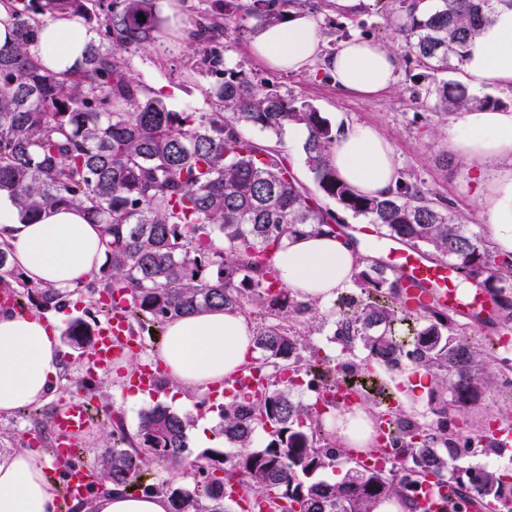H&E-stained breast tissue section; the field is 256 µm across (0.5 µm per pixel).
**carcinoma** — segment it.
<instances>
[{
  "label": "carcinoma",
  "instance_id": "obj_1",
  "mask_svg": "<svg viewBox=\"0 0 512 512\" xmlns=\"http://www.w3.org/2000/svg\"><path fill=\"white\" fill-rule=\"evenodd\" d=\"M290 0H209L192 38L202 46L200 64L220 59L206 44L221 29L249 19L275 23ZM14 43L0 49V196L32 221L53 205L83 209L92 224L105 225V263L74 291L102 299L119 295L128 318L143 330L208 308L255 309L263 323L255 332L256 367L273 372L257 391L243 388L221 407L224 438L234 451L211 448L193 464V488L144 483L148 461L178 463L187 448L189 417L157 405L140 419L136 438L121 424L108 432L112 453L94 464L98 482L169 498L171 512H234L224 496V472L238 477L252 497L278 512H375L400 495L420 512L428 485L435 512H450L455 498L482 509L512 504V475L481 468L467 480L456 475L460 446L448 432V410L476 406L488 390L512 403L504 377L512 358L503 340L512 338V255L493 250L470 231L444 201L421 184L399 182L383 196L358 193L327 160L340 129L305 100L281 95L268 81L226 72L212 93L215 110L177 112L128 70L123 54L154 42L162 20L156 0H16ZM512 0H400L397 30L406 57L426 68L461 64L500 5ZM60 14L80 18L92 33L81 63L62 73L48 70L28 45L36 26ZM436 106L458 113L492 104L458 82L434 88ZM290 125L303 126L304 164L314 189L297 179L278 150L246 136L256 128L281 139ZM332 200L367 220L379 236L425 249L433 262L456 266L465 282L477 280L495 306L485 318L490 331L474 335L471 321L433 302H414L404 279L364 258L344 310L328 321L317 302L298 299L280 286L272 256L288 234L309 230L349 236L327 207ZM15 280L29 302L47 309L66 301L54 288L29 284L0 243V280ZM349 355L365 357L330 364L309 343L326 323ZM69 345H90L93 326L68 323ZM389 371L425 369L435 380L429 415L391 413L387 388L375 365ZM315 395L346 382L361 403L378 409L396 458L390 468L347 465L334 483L321 478L338 467L343 452L328 430L331 402L296 398L301 379ZM265 442L256 445L257 430Z\"/></svg>",
  "mask_w": 512,
  "mask_h": 512
}]
</instances>
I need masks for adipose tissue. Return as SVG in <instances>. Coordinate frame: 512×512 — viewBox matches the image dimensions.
<instances>
[{
  "label": "adipose tissue",
  "mask_w": 512,
  "mask_h": 512,
  "mask_svg": "<svg viewBox=\"0 0 512 512\" xmlns=\"http://www.w3.org/2000/svg\"><path fill=\"white\" fill-rule=\"evenodd\" d=\"M89 38L77 18L59 16L39 27L29 47L54 72L81 60ZM322 33L303 11L292 8L271 25L259 26L249 51L264 67L301 71L319 53ZM399 59L368 38L342 41L328 59L337 85L373 97L390 90ZM470 86L512 89V8H498L476 39L464 64ZM449 149L482 168L490 205L488 234L496 250L512 254V110L467 109L461 112ZM340 179L362 194L393 190L398 172L391 142L366 123H345L330 152ZM9 241L15 266L38 287L61 291L89 279L104 259V227L88 223L75 207L50 208L31 224L0 198V241ZM360 255L343 240L309 233L283 238L273 255L280 282L293 294L326 304L348 286ZM58 315L0 310V413L30 405L56 387L61 369ZM255 327L238 310L210 309L170 320L155 358L161 361L172 394L205 393L238 375L252 362ZM340 448H371L377 432L373 414L355 405L337 411ZM53 461L27 448L0 459V512H55L59 487L47 477ZM91 512H169L168 499L155 492L133 493L106 486L93 493Z\"/></svg>",
  "instance_id": "1"
}]
</instances>
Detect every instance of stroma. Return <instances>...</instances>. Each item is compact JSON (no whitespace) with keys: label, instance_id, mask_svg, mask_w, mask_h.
<instances>
[{"label":"stroma","instance_id":"stroma-1","mask_svg":"<svg viewBox=\"0 0 512 512\" xmlns=\"http://www.w3.org/2000/svg\"><path fill=\"white\" fill-rule=\"evenodd\" d=\"M181 27L171 36L167 47L151 45L127 56L126 63L134 75L157 92L169 108L181 111L209 112L215 105L211 98L214 75L199 67L197 47L190 33L202 10L201 0H183ZM297 8L306 12L321 28L326 48H333L343 35L372 39L385 49L400 52L401 38L396 30L398 0H362L359 11L337 12L332 0H296ZM256 20H248L240 31L228 32L215 43L224 66L246 74L251 79L272 82L285 96L313 104L333 125L361 122L376 127L391 141L398 173L404 179L423 183L432 198L446 200L461 223L479 234H486L489 222L476 177L473 161L448 152L443 131L455 123V115H444L435 106L427 87L433 80L463 82L464 70L450 62L446 71L432 72L414 61H401L394 87L375 97H360L336 86L325 69L324 58L296 73L275 72L263 67L249 52ZM62 372L56 389L39 401L8 415L0 414V458L15 449L32 448L47 453L52 444V410L73 394L83 391L86 367L84 352L61 343ZM130 373L125 367L95 375V389L88 399L99 408L88 432L79 438L80 461L95 463L112 449V439L104 428L106 421L119 418L127 435H135L141 413L156 405L189 415L188 446L185 459H194L210 444L223 443L219 398L212 393L190 394L178 401L170 396L169 384L158 385L154 393L138 402L129 401L125 386ZM208 420L205 436H198L199 420Z\"/></svg>","mask_w":512,"mask_h":512}]
</instances>
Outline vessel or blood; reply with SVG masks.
<instances>
[{"instance_id":"obj_1","label":"vessel or blood","mask_w":512,"mask_h":512,"mask_svg":"<svg viewBox=\"0 0 512 512\" xmlns=\"http://www.w3.org/2000/svg\"><path fill=\"white\" fill-rule=\"evenodd\" d=\"M375 246L384 254L389 270L406 276L411 293H431L441 305L464 314L486 312L492 308L493 301L485 288L477 284L469 288L459 285L454 265L432 263L420 248L387 237L378 239ZM139 349L124 307L116 306L98 329L94 344L85 355L87 370L92 374L110 370ZM89 422V405L81 394L72 396L54 411L53 460L55 468L63 472L59 479L58 512H67L73 502L86 498L97 483L96 471L91 464L74 461L77 440Z\"/></svg>"}]
</instances>
